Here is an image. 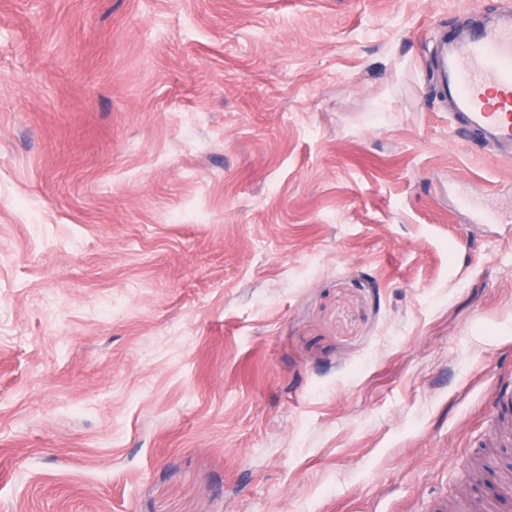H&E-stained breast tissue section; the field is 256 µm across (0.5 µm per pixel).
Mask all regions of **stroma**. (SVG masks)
Returning a JSON list of instances; mask_svg holds the SVG:
<instances>
[{"label": "stroma", "mask_w": 512, "mask_h": 512, "mask_svg": "<svg viewBox=\"0 0 512 512\" xmlns=\"http://www.w3.org/2000/svg\"><path fill=\"white\" fill-rule=\"evenodd\" d=\"M507 11L0 0V512H512ZM443 44V95L451 119L476 140L512 155V18L475 31L448 54ZM449 77V79H448Z\"/></svg>", "instance_id": "obj_1"}]
</instances>
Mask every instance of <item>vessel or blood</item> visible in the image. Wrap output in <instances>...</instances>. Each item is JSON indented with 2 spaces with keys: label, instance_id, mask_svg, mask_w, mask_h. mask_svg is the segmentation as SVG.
I'll use <instances>...</instances> for the list:
<instances>
[{
  "label": "vessel or blood",
  "instance_id": "b4317fda",
  "mask_svg": "<svg viewBox=\"0 0 512 512\" xmlns=\"http://www.w3.org/2000/svg\"><path fill=\"white\" fill-rule=\"evenodd\" d=\"M451 119L476 139L512 155V18L475 31L441 56Z\"/></svg>",
  "mask_w": 512,
  "mask_h": 512
}]
</instances>
